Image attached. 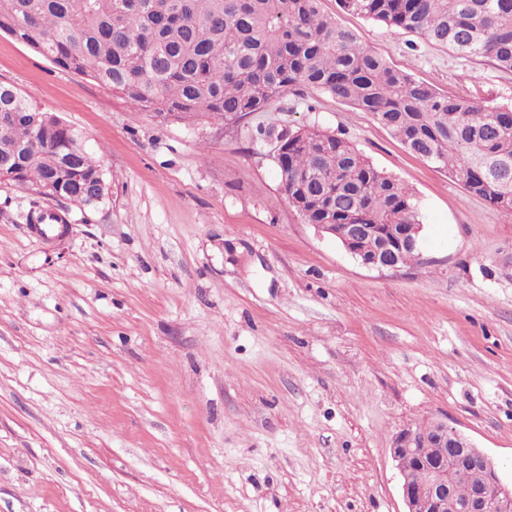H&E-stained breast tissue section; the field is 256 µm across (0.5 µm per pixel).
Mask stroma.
<instances>
[{
	"instance_id": "stroma-1",
	"label": "stroma",
	"mask_w": 512,
	"mask_h": 512,
	"mask_svg": "<svg viewBox=\"0 0 512 512\" xmlns=\"http://www.w3.org/2000/svg\"><path fill=\"white\" fill-rule=\"evenodd\" d=\"M320 8L445 94L512 102L510 72ZM0 83L109 188L43 240L0 183V512H403L393 442L436 419L512 479V212L313 89L160 124L4 33ZM304 126L411 189L417 260L367 268L289 206L275 150Z\"/></svg>"
}]
</instances>
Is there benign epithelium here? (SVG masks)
<instances>
[{"label":"benign epithelium","instance_id":"benign-epithelium-1","mask_svg":"<svg viewBox=\"0 0 512 512\" xmlns=\"http://www.w3.org/2000/svg\"><path fill=\"white\" fill-rule=\"evenodd\" d=\"M346 230L343 247L362 265L379 271L399 270V252L415 245L412 231H402L392 238L387 254L366 255L353 242L373 231L372 225L349 224ZM430 427L427 437L406 429L393 444L404 512H512V483L503 481L488 455L445 420ZM476 469L485 470L486 478L472 485L466 497H458L457 485Z\"/></svg>","mask_w":512,"mask_h":512}]
</instances>
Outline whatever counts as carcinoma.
I'll use <instances>...</instances> for the list:
<instances>
[{
  "mask_svg": "<svg viewBox=\"0 0 512 512\" xmlns=\"http://www.w3.org/2000/svg\"><path fill=\"white\" fill-rule=\"evenodd\" d=\"M320 0H0V32L124 96L137 112L226 121L313 88L364 112L413 154L512 211V105L451 97L392 68ZM345 11L512 72V0H340ZM83 136L0 84V178L47 202L95 207L104 174ZM278 174L309 224L422 223L414 195L317 128L282 146Z\"/></svg>",
  "mask_w": 512,
  "mask_h": 512,
  "instance_id": "carcinoma-1",
  "label": "carcinoma"
}]
</instances>
